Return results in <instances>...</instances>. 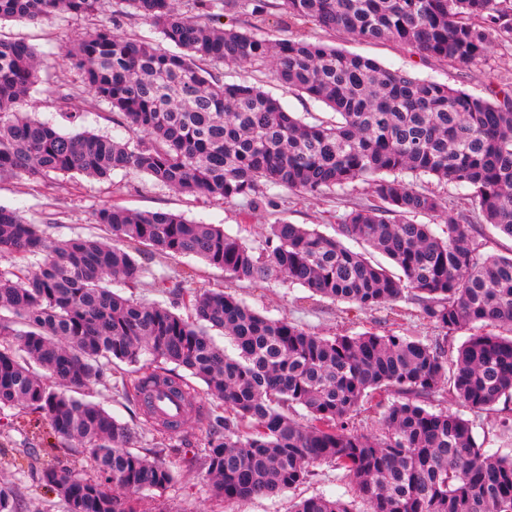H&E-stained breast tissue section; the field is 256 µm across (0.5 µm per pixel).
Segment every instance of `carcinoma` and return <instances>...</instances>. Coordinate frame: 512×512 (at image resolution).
<instances>
[{
	"label": "carcinoma",
	"instance_id": "carcinoma-1",
	"mask_svg": "<svg viewBox=\"0 0 512 512\" xmlns=\"http://www.w3.org/2000/svg\"><path fill=\"white\" fill-rule=\"evenodd\" d=\"M100 0H0V21L95 13ZM157 27L174 50L102 25L68 47L80 84L61 92L89 107L106 103L134 141L65 133L25 111L41 61L28 45L0 38V180L47 181L73 173L103 179L135 170L160 186L256 208L269 190L306 195L368 181L379 203L348 212L340 234L387 257L374 264L336 236L279 220L266 249L214 224L171 212L108 205L94 222L100 239H52L0 206V409L35 414L64 450L76 442L89 472L49 462L41 480L66 512H138V494L175 479L161 456L189 419L215 425L202 452L213 497L228 503L269 497L309 480L316 464L348 479L350 499L324 493L291 512H512V441L486 448L473 421L422 404L443 387L474 412L512 400V254L484 251L482 231L447 214L438 195L403 176H430L470 189L487 224L512 238V89L493 101L388 69L339 49L289 37L272 42L218 19L244 0H121ZM288 20L333 33L393 41L437 61L472 65L493 43L512 42V0H277ZM267 70L288 91L328 105L339 121L309 123L247 81L225 82L198 62ZM440 218L441 232L414 221ZM194 256L230 279L286 281L362 311L410 294L420 316L448 338L476 330L452 351L394 333L320 336L250 308L235 293L188 292L192 318L112 290L153 275L136 245ZM495 327L501 333H485ZM228 339L218 345L212 332ZM149 354L154 365H140ZM131 366L116 385L151 420L154 456L137 433L87 399L113 360ZM173 364L205 385L224 409L200 405ZM180 393L179 422L157 418L146 393ZM380 427L362 433L354 416L374 395ZM301 407L299 421L283 407Z\"/></svg>",
	"mask_w": 512,
	"mask_h": 512
}]
</instances>
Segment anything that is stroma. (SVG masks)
I'll list each match as a JSON object with an SVG mask.
<instances>
[{
  "instance_id": "stroma-1",
  "label": "stroma",
  "mask_w": 512,
  "mask_h": 512,
  "mask_svg": "<svg viewBox=\"0 0 512 512\" xmlns=\"http://www.w3.org/2000/svg\"><path fill=\"white\" fill-rule=\"evenodd\" d=\"M252 5L259 9V16H252L250 10L228 12L223 17L225 26L247 27L256 24L262 34L273 40L296 34V27L283 23L276 0H252ZM115 9L114 0H103L98 14L89 17L66 15L39 23L17 20L0 22V37L25 41L44 62L32 92L37 119L62 125L60 111L64 102L59 98L58 91L77 82L78 73L62 65L60 55L67 45L86 32L114 19L118 22L119 33L160 41V34L151 24L130 13L113 18ZM304 32L310 41L333 45L373 59L385 67L446 84L484 99L493 98L495 92L512 87V45L508 43H494L485 60L462 66L437 62L391 41H364L331 33L314 24L305 26ZM244 78L260 83L266 92L280 100L286 110L304 117L306 121H332L336 118L335 113L323 103L285 90L270 75L250 74L232 68L224 71L225 81ZM412 186L445 198L450 215L465 213L471 223L481 224L487 252L500 254L512 251V238L490 225L482 224L479 214L471 210L468 188L440 184L426 177L414 180ZM272 195L276 201L275 207L255 210L243 199L227 203L179 193L156 185L145 174L133 171H117L105 179L73 174L55 177L47 183H36L25 177L0 181V205L15 209L27 219L45 225L47 234L59 239L101 235V227L94 222L96 209L118 204L138 211L173 212L202 224H217L259 249L264 245L267 225L279 219L332 235L346 212L374 201L371 187L362 182L348 189L327 190L314 196L283 188L273 189ZM144 257L146 263L152 266L154 275L145 278L139 287L131 289L132 298L162 303L183 316L189 313L187 305L174 301L171 289L156 286L153 280L173 276L189 268L195 274L194 288H229L253 309L275 319H288L318 335L333 336L339 332L359 334L365 331L383 335L393 332L425 342L442 336L438 328L418 316L415 301L408 298L398 302L397 307L403 310L404 315L397 318L383 307L360 311L347 302L319 296L312 298L307 290L289 286L285 282H231L225 278L223 271L193 257H160L149 250L145 251ZM92 398L114 417L138 429L137 450L145 452L151 448V427L138 407L107 385L96 386ZM427 404L437 411L450 410L474 419L477 441L489 448L499 447L502 437L497 415L473 413L455 402L444 389L431 396ZM17 415L14 409L0 410V486L14 487L20 491L18 512H65L60 499L47 491L40 479L39 462L45 459L48 445L39 443L35 458L23 456L21 450L28 447L31 437L17 429ZM207 433V426L192 423L187 426L185 437L172 440L173 450L166 455L165 461L174 470L175 479L164 491L143 494L139 504L141 512H289L299 499L321 492L340 495L345 491L342 471L321 464L315 466L314 475L307 483L282 495L229 503L217 501L206 478L192 466L195 457L201 453Z\"/></svg>"
}]
</instances>
